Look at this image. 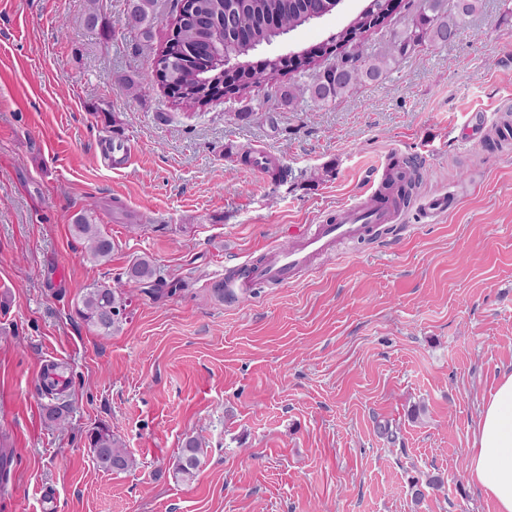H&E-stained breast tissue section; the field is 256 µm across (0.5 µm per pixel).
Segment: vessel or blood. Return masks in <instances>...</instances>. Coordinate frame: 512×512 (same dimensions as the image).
<instances>
[{
  "label": "vessel or blood",
  "mask_w": 512,
  "mask_h": 512,
  "mask_svg": "<svg viewBox=\"0 0 512 512\" xmlns=\"http://www.w3.org/2000/svg\"><path fill=\"white\" fill-rule=\"evenodd\" d=\"M98 145L107 159H119L124 165L131 160L125 141L107 136L99 138ZM399 217V210L392 204L376 198L366 206L347 203L322 223L300 229L291 247L268 251L262 261L250 264L249 279L260 284L289 283L299 271L308 268L313 256L329 252L338 240L364 237L382 225L396 223Z\"/></svg>",
  "instance_id": "vessel-or-blood-1"
}]
</instances>
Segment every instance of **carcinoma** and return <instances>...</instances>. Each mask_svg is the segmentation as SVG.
Segmentation results:
<instances>
[{
    "label": "carcinoma",
    "mask_w": 512,
    "mask_h": 512,
    "mask_svg": "<svg viewBox=\"0 0 512 512\" xmlns=\"http://www.w3.org/2000/svg\"><path fill=\"white\" fill-rule=\"evenodd\" d=\"M339 0H173L172 14L178 15L177 28L169 49L157 56L162 78L169 82L173 102L184 110H198L209 104L220 89L215 82L220 69L218 59L222 50H233L232 59L244 63V58L259 45L271 44L282 35L307 24L308 14L314 5L328 14L338 6ZM479 0H459L457 14L453 17L441 14V0H425V12L421 13L413 29L396 36L389 49L381 54L369 55L365 48L351 52V61L335 76L329 74L319 83L308 87L291 85L280 89V97L291 103L306 95L316 101L327 103L337 98L354 94L358 85L381 78L397 58L406 56L415 47L444 40L454 36L476 9ZM157 0H129L123 24L138 31L141 38L150 40L154 24L159 21L156 13ZM385 0H372V8L361 17L354 29L336 32L331 43L352 44L353 35L364 33L377 26L373 17L385 13ZM315 59L297 63L293 60L268 58L256 65L241 67L245 82L236 87L232 94L242 96L251 87L263 83L275 84L289 72V66L311 65ZM392 166L409 171V177L398 174V179H407L399 188L400 195L410 196L416 179L419 178V164L413 158L396 160ZM73 234L83 240L89 258L106 263L112 257V239L105 235L100 225L90 222L81 215L71 225ZM126 278L135 283L148 284L152 293L161 297L173 293L176 285L165 288V282L157 277L153 263L145 258L134 261L125 272ZM129 301L123 293L109 284L93 283L86 288L77 314L89 327L102 335H110L120 328L127 317ZM89 447L107 470L124 472L128 469L129 453L122 441L108 427L91 432ZM201 465L200 443L190 438L185 441L174 465V474L184 481H192Z\"/></svg>",
    "instance_id": "carcinoma-1"
}]
</instances>
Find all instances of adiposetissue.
Wrapping results in <instances>:
<instances>
[{"label": "adipose tissue", "instance_id": "adipose-tissue-1", "mask_svg": "<svg viewBox=\"0 0 512 512\" xmlns=\"http://www.w3.org/2000/svg\"><path fill=\"white\" fill-rule=\"evenodd\" d=\"M469 475L497 512H512V370L503 372L480 413Z\"/></svg>", "mask_w": 512, "mask_h": 512}]
</instances>
